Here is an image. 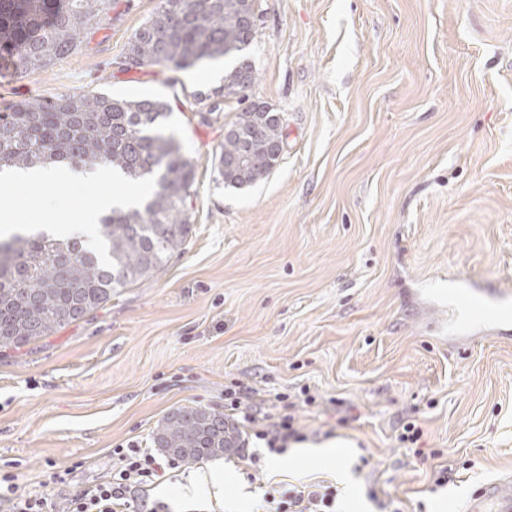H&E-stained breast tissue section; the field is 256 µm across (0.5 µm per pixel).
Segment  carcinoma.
<instances>
[{"instance_id":"1","label":"carcinoma","mask_w":512,"mask_h":512,"mask_svg":"<svg viewBox=\"0 0 512 512\" xmlns=\"http://www.w3.org/2000/svg\"><path fill=\"white\" fill-rule=\"evenodd\" d=\"M111 9L112 0H0V69L47 67ZM248 11H255V0H159L131 36L124 59L131 68L181 69L241 55L254 39L242 23ZM256 81L249 63L244 71H228L220 92L243 100ZM169 115L161 98L91 93L26 101L0 112V169L67 161L155 185L137 206L101 217L95 247L78 237L30 232L0 241V352L89 316L181 250L192 233L186 200L195 170L164 131ZM282 140L279 113L265 102L249 103L215 153L218 180L243 187L269 177ZM240 443L224 413L193 406L169 412L153 437L154 447L186 464L224 456Z\"/></svg>"}]
</instances>
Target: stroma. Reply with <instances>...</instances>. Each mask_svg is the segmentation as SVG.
<instances>
[{
    "label": "stroma",
    "instance_id": "stroma-1",
    "mask_svg": "<svg viewBox=\"0 0 512 512\" xmlns=\"http://www.w3.org/2000/svg\"><path fill=\"white\" fill-rule=\"evenodd\" d=\"M256 4L249 96L280 112L284 151L242 189L218 182L214 161L240 105L223 98L212 113L203 99L223 73L122 65L158 0H114L68 55L0 74V111L69 92L165 99L195 165L192 234L160 271L0 353V469L29 491L48 463L69 469L52 498L62 512L109 472L111 448L151 447L173 409L223 410L236 385L273 415L304 387L315 401L296 408L297 427L311 444L347 441L340 465L253 439L220 458V486L198 490L208 464H187L148 501L264 512L270 487L322 482L339 512H463L512 470V338L464 341L441 285L512 286V0ZM409 422L428 458L398 442Z\"/></svg>",
    "mask_w": 512,
    "mask_h": 512
}]
</instances>
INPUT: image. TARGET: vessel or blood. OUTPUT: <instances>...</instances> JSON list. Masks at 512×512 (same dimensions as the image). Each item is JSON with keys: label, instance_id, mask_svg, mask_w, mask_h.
<instances>
[{"label": "vessel or blood", "instance_id": "b4317fda", "mask_svg": "<svg viewBox=\"0 0 512 512\" xmlns=\"http://www.w3.org/2000/svg\"><path fill=\"white\" fill-rule=\"evenodd\" d=\"M460 295L454 310L464 331L482 325L489 333H496L505 311H512V289L507 287L479 288L464 282ZM467 512H512V479L499 478L482 485L469 501Z\"/></svg>", "mask_w": 512, "mask_h": 512}]
</instances>
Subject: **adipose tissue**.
I'll use <instances>...</instances> for the list:
<instances>
[{"instance_id":"obj_1","label":"adipose tissue","mask_w":512,"mask_h":512,"mask_svg":"<svg viewBox=\"0 0 512 512\" xmlns=\"http://www.w3.org/2000/svg\"><path fill=\"white\" fill-rule=\"evenodd\" d=\"M91 180L111 183L114 187L112 194L100 197L92 206L83 210L78 221L50 222L43 224L42 229L47 234L58 238L80 233L92 241L97 237L96 229L104 214L109 213L112 208L133 205L139 201L138 194L124 191L125 179L120 173L109 170L88 173L83 168L69 164L0 171L1 188L20 191L35 185L45 187L48 191L45 202L50 206L59 201L55 193L59 185L83 186Z\"/></svg>"}]
</instances>
